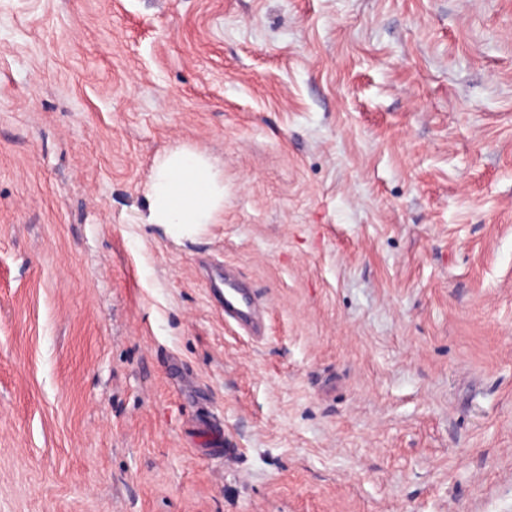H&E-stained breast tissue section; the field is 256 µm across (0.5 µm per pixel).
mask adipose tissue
<instances>
[{"instance_id": "obj_1", "label": "adipose tissue", "mask_w": 512, "mask_h": 512, "mask_svg": "<svg viewBox=\"0 0 512 512\" xmlns=\"http://www.w3.org/2000/svg\"><path fill=\"white\" fill-rule=\"evenodd\" d=\"M147 221L172 235L198 233L224 209V177L203 154L176 148L153 166L148 179Z\"/></svg>"}]
</instances>
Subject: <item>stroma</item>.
<instances>
[{
    "label": "stroma",
    "instance_id": "35a3bbf8",
    "mask_svg": "<svg viewBox=\"0 0 512 512\" xmlns=\"http://www.w3.org/2000/svg\"><path fill=\"white\" fill-rule=\"evenodd\" d=\"M0 512H512V0H0ZM148 198V223L174 236L196 234L224 210V176L203 154L175 148L153 166ZM224 321L238 327L258 331L263 325L264 311L258 297L240 279L224 267Z\"/></svg>",
    "mask_w": 512,
    "mask_h": 512
}]
</instances>
